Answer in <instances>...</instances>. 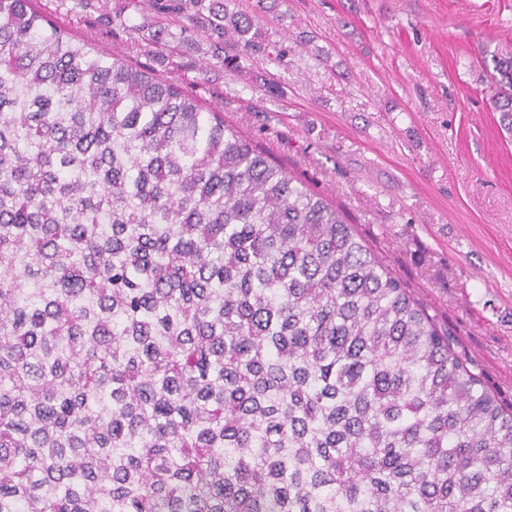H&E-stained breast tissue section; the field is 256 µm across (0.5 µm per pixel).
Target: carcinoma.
<instances>
[{
	"instance_id": "1",
	"label": "carcinoma",
	"mask_w": 512,
	"mask_h": 512,
	"mask_svg": "<svg viewBox=\"0 0 512 512\" xmlns=\"http://www.w3.org/2000/svg\"><path fill=\"white\" fill-rule=\"evenodd\" d=\"M149 5L226 68L290 52L240 0ZM0 512H512V406L224 113L0 0Z\"/></svg>"
}]
</instances>
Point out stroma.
Instances as JSON below:
<instances>
[{
    "label": "stroma",
    "instance_id": "1",
    "mask_svg": "<svg viewBox=\"0 0 512 512\" xmlns=\"http://www.w3.org/2000/svg\"><path fill=\"white\" fill-rule=\"evenodd\" d=\"M282 64L216 65L205 42L150 64L326 196L512 403V137L488 100L512 0H242ZM112 51L136 35L74 13ZM282 88L270 97L266 88Z\"/></svg>",
    "mask_w": 512,
    "mask_h": 512
}]
</instances>
